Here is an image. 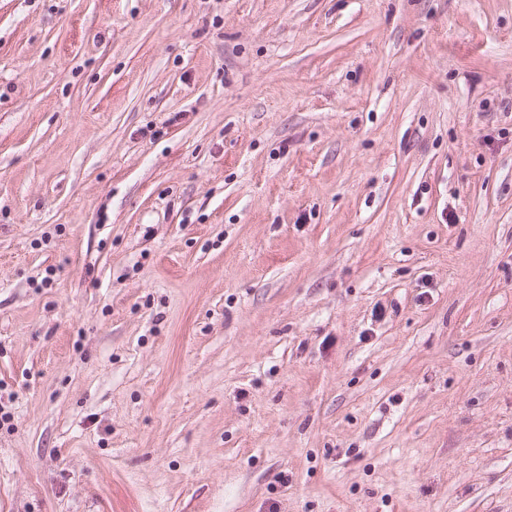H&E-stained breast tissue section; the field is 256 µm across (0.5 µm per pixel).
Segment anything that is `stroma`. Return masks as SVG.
I'll use <instances>...</instances> for the list:
<instances>
[{"label":"stroma","mask_w":512,"mask_h":512,"mask_svg":"<svg viewBox=\"0 0 512 512\" xmlns=\"http://www.w3.org/2000/svg\"><path fill=\"white\" fill-rule=\"evenodd\" d=\"M0 512H512V0H0Z\"/></svg>","instance_id":"obj_1"}]
</instances>
